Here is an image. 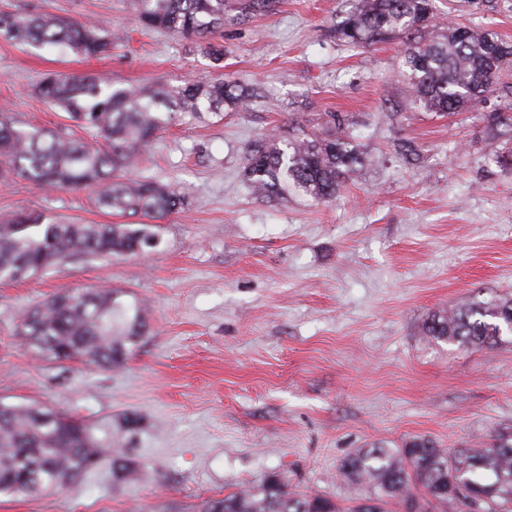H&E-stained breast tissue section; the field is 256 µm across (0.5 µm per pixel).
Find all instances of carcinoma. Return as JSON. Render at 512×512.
Listing matches in <instances>:
<instances>
[{"instance_id":"obj_1","label":"carcinoma","mask_w":512,"mask_h":512,"mask_svg":"<svg viewBox=\"0 0 512 512\" xmlns=\"http://www.w3.org/2000/svg\"><path fill=\"white\" fill-rule=\"evenodd\" d=\"M226 0H133L146 26L180 33L216 67L224 46L212 37L224 31ZM277 0H242L240 16L269 13ZM433 0H357L335 28L339 39L371 47L406 39L398 73L411 101L447 117L476 107L496 85L512 44L488 28L435 24ZM0 37L21 44L62 46L98 56L120 39L91 22L48 13L0 12ZM38 95L68 118L95 130L102 144L88 146L56 129L26 130L0 113V175H15L45 189L92 188L101 207L138 218L134 224L44 223L37 211L0 224V280H25L71 256H135L157 248L156 225L182 207L172 188L148 176L126 178L142 151L176 112L241 111L252 102L246 88L229 79L189 82L171 92L163 85L138 89L78 74H49ZM323 136L303 130L283 139L266 134L245 151L242 176L258 196L290 191L316 203L336 198L351 175L370 158L349 130L348 118L325 113ZM143 299L114 288L61 289L21 318L17 331L31 350L58 364L80 361L110 371L122 365L149 333ZM423 336L463 348L494 346L512 334V297L468 300L433 312ZM51 414L43 423L39 417ZM105 458L112 479L133 483L140 470L127 449L112 448L87 421L31 404L0 400V493H55L81 480ZM343 481L370 496L343 509L320 494L288 490L274 476L257 489L206 502L204 512H431L456 504L460 512H512V437L498 436L480 448L448 451L414 437L400 448H363L346 458Z\"/></svg>"}]
</instances>
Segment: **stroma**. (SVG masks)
<instances>
[{"label":"stroma","instance_id":"1","mask_svg":"<svg viewBox=\"0 0 512 512\" xmlns=\"http://www.w3.org/2000/svg\"><path fill=\"white\" fill-rule=\"evenodd\" d=\"M437 19L493 29L512 42V0H435ZM354 0H279L273 13L224 26V67L181 37L139 21L131 0H0V10L93 20L124 33L86 58L0 38V111L25 129L100 139L52 110L46 74L92 75L123 87H179L218 75L256 89L248 111L177 114L139 172L183 197L159 220L162 242L139 257H70L0 282V399L104 426L132 442L144 472L114 482L109 466L55 494H0V512H202L206 501L277 477L288 490L340 504L365 495L339 477L349 454L424 436L471 448L512 436V336L462 348L421 334L429 313L512 296V64L485 100L453 118L412 104L391 41L354 48L333 30ZM347 114L374 157L324 205L254 195L246 147L291 118L320 128ZM414 144L417 160L406 159ZM36 210L77 224H123L91 189L46 191L0 178V221ZM109 285L151 307L150 333L122 367L58 365L24 346L26 309L63 288Z\"/></svg>","mask_w":512,"mask_h":512}]
</instances>
